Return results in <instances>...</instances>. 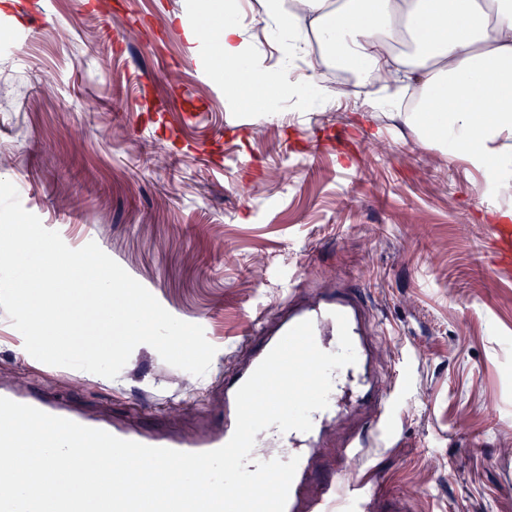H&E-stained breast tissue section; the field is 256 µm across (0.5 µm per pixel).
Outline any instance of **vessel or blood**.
Segmentation results:
<instances>
[{"mask_svg":"<svg viewBox=\"0 0 512 512\" xmlns=\"http://www.w3.org/2000/svg\"><path fill=\"white\" fill-rule=\"evenodd\" d=\"M493 236L502 263L512 267V225H494ZM338 312L348 319L356 363L333 370L329 405L312 412L311 431L282 432L270 427L257 434L251 456L261 461L298 457L285 512H407L403 505L385 504L369 493V478L358 479L353 475L352 465L363 448L377 433L389 430L393 411L403 404L401 397L380 389L368 378L371 364L367 342L369 314L354 287L341 288L313 300L301 297L297 289H289L285 312L254 322L246 339L233 352L232 367L224 373L223 417L209 422L206 431L192 440L168 426L147 427L106 411L85 409L54 391L22 392L0 381V397L148 446L192 453L214 450L226 444L235 430L238 388L292 326L303 320L312 321L319 348L337 352L338 326L334 315ZM340 415L355 418L356 424L340 442L343 450L340 460L326 473L315 451L324 446L327 426Z\"/></svg>","mask_w":512,"mask_h":512,"instance_id":"b4317fda","label":"vessel or blood"}]
</instances>
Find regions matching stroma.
<instances>
[{
    "instance_id": "35a3bbf8",
    "label": "stroma",
    "mask_w": 512,
    "mask_h": 512,
    "mask_svg": "<svg viewBox=\"0 0 512 512\" xmlns=\"http://www.w3.org/2000/svg\"><path fill=\"white\" fill-rule=\"evenodd\" d=\"M191 0H0V179L78 249L99 247L217 352L206 375L135 348L114 379L31 360L0 308V371L72 401L190 428L247 327L349 283L368 299L374 381L406 400L362 455L412 512H512V271L490 181L423 141L373 87L256 121L190 56ZM496 220L501 224L493 225L494 241L497 245L501 262L512 268V225L507 224L512 221V211L500 212Z\"/></svg>"
}]
</instances>
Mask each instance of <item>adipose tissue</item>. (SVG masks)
Here are the masks:
<instances>
[{"label":"adipose tissue","instance_id":"ef3b65f1","mask_svg":"<svg viewBox=\"0 0 512 512\" xmlns=\"http://www.w3.org/2000/svg\"><path fill=\"white\" fill-rule=\"evenodd\" d=\"M258 0V13L275 37L276 61L253 48L237 0H192L193 14L216 23L209 46H193L223 85L226 98L261 97L269 108L297 112L312 99L347 95L341 85L293 80L288 65L308 49L306 32L336 56L365 68L383 67L396 84L417 83L421 98L405 122L423 137L464 157L494 182H512V0ZM490 111L477 109L480 100Z\"/></svg>","mask_w":512,"mask_h":512}]
</instances>
